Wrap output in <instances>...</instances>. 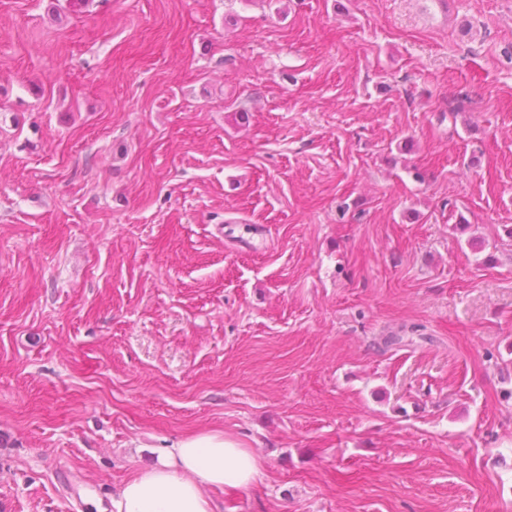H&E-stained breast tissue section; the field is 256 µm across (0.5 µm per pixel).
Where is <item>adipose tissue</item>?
<instances>
[{
	"instance_id": "ef3b65f1",
	"label": "adipose tissue",
	"mask_w": 512,
	"mask_h": 512,
	"mask_svg": "<svg viewBox=\"0 0 512 512\" xmlns=\"http://www.w3.org/2000/svg\"><path fill=\"white\" fill-rule=\"evenodd\" d=\"M260 474L258 457L237 436L191 433L124 482L112 507L114 512H212L207 489H247Z\"/></svg>"
}]
</instances>
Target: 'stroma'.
Wrapping results in <instances>:
<instances>
[{
  "label": "stroma",
  "instance_id": "35a3bbf8",
  "mask_svg": "<svg viewBox=\"0 0 512 512\" xmlns=\"http://www.w3.org/2000/svg\"><path fill=\"white\" fill-rule=\"evenodd\" d=\"M510 228L512 0H0V512H512ZM261 475L258 457L224 431L190 433L157 462L124 482L112 499L115 512H213L205 489H248Z\"/></svg>",
  "mask_w": 512,
  "mask_h": 512
}]
</instances>
